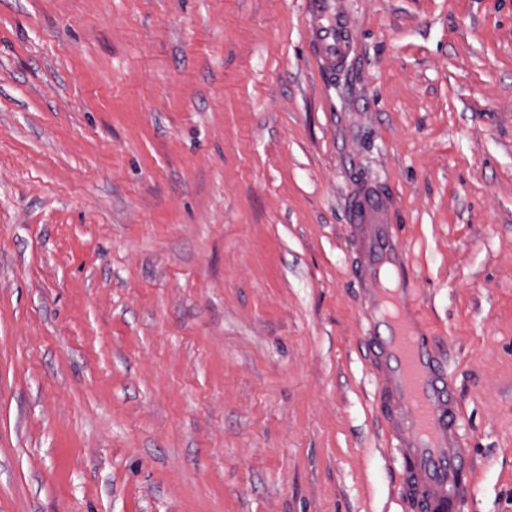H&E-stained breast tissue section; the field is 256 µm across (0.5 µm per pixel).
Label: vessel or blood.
<instances>
[{
  "mask_svg": "<svg viewBox=\"0 0 512 512\" xmlns=\"http://www.w3.org/2000/svg\"><path fill=\"white\" fill-rule=\"evenodd\" d=\"M346 0H308V35L325 73L340 71L355 51L358 27ZM358 273L368 304L369 361L393 448L403 457L400 493L416 512H464L470 451L458 429L460 402L432 340L415 323L406 252L394 203L366 188L348 206Z\"/></svg>",
  "mask_w": 512,
  "mask_h": 512,
  "instance_id": "obj_1",
  "label": "vessel or blood"
}]
</instances>
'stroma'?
<instances>
[{
    "mask_svg": "<svg viewBox=\"0 0 512 512\" xmlns=\"http://www.w3.org/2000/svg\"><path fill=\"white\" fill-rule=\"evenodd\" d=\"M0 0V512H408L347 217L512 512V0ZM346 0H309L308 35L315 61L327 74L340 71L355 51L358 27Z\"/></svg>",
    "mask_w": 512,
    "mask_h": 512,
    "instance_id": "1",
    "label": "stroma"
}]
</instances>
